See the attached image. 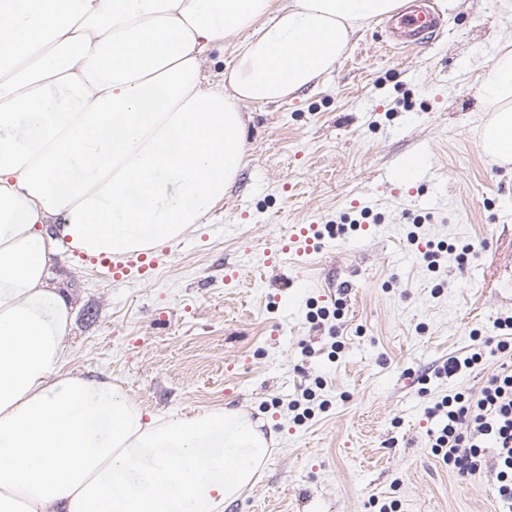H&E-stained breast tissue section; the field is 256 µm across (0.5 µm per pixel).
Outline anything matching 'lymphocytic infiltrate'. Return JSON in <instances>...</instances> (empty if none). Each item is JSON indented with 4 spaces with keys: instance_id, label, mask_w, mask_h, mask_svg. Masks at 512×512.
Wrapping results in <instances>:
<instances>
[{
    "instance_id": "lymphocytic-infiltrate-1",
    "label": "lymphocytic infiltrate",
    "mask_w": 512,
    "mask_h": 512,
    "mask_svg": "<svg viewBox=\"0 0 512 512\" xmlns=\"http://www.w3.org/2000/svg\"><path fill=\"white\" fill-rule=\"evenodd\" d=\"M509 353L512 316L496 319L491 336L466 356L449 357L442 371L453 375L484 355ZM427 414L436 421L427 432L432 451L462 476L493 466L501 512H512V369L492 374L479 389L443 398Z\"/></svg>"
}]
</instances>
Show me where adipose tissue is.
<instances>
[{
    "label": "adipose tissue",
    "mask_w": 512,
    "mask_h": 512,
    "mask_svg": "<svg viewBox=\"0 0 512 512\" xmlns=\"http://www.w3.org/2000/svg\"><path fill=\"white\" fill-rule=\"evenodd\" d=\"M396 0H0V512H223L266 455L237 412L144 421L61 370L59 239L96 255L201 223L236 178L243 102L334 69ZM231 66L209 55L242 28ZM480 148L512 162V52L484 84Z\"/></svg>",
    "instance_id": "ef3b65f1"
}]
</instances>
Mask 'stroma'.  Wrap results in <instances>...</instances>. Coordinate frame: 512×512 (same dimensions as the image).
Returning a JSON list of instances; mask_svg holds the SVG:
<instances>
[{"mask_svg": "<svg viewBox=\"0 0 512 512\" xmlns=\"http://www.w3.org/2000/svg\"><path fill=\"white\" fill-rule=\"evenodd\" d=\"M443 3L442 32L404 55L373 20L316 84L242 104L234 182L151 277L113 280L63 246L52 261L73 308L63 371L119 387L147 420L231 409L268 437L225 512H498L494 470H449L428 446L426 409L512 362L435 376L475 330L512 316V165L480 149L482 86L512 50V0ZM419 149L430 178L385 184ZM415 222L422 241L452 248L438 271L406 239ZM294 224L325 227L323 250L265 264ZM229 268L242 280H225ZM307 388L323 408L298 423L290 403Z\"/></svg>", "mask_w": 512, "mask_h": 512, "instance_id": "obj_1", "label": "stroma"}]
</instances>
